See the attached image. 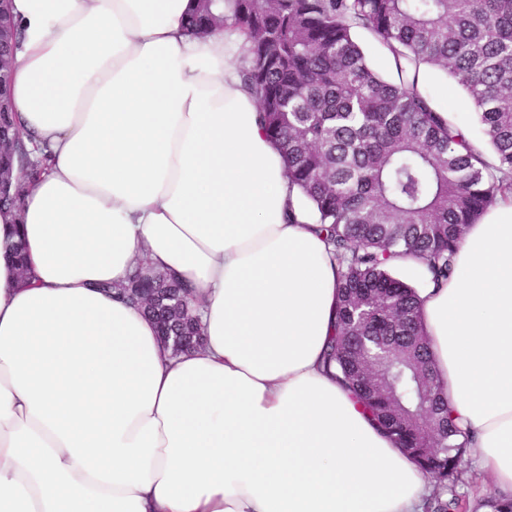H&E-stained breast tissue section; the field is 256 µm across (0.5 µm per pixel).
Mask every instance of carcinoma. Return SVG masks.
Masks as SVG:
<instances>
[{"label": "carcinoma", "mask_w": 512, "mask_h": 512, "mask_svg": "<svg viewBox=\"0 0 512 512\" xmlns=\"http://www.w3.org/2000/svg\"><path fill=\"white\" fill-rule=\"evenodd\" d=\"M230 23L249 43L242 76L258 97L261 128L338 266L326 364L435 480L425 512H453L470 440L441 396L418 293L393 266L418 261L448 281L468 226L512 195V0H198L188 26L202 36ZM361 32L387 49L394 79L372 67ZM428 66L471 98L495 171L418 89L416 74ZM18 134L12 113L0 112V137L16 139L20 158ZM118 289L174 350L195 345L177 279L158 273L146 282L136 270Z\"/></svg>", "instance_id": "cac0c4a2"}]
</instances>
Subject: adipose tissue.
<instances>
[{
	"instance_id": "adipose-tissue-1",
	"label": "adipose tissue",
	"mask_w": 512,
	"mask_h": 512,
	"mask_svg": "<svg viewBox=\"0 0 512 512\" xmlns=\"http://www.w3.org/2000/svg\"><path fill=\"white\" fill-rule=\"evenodd\" d=\"M195 0H12L11 98L41 172L0 213V512H423L427 479L323 353L338 268L243 85L244 34ZM26 246L21 282L6 253ZM194 291L173 354L102 292ZM421 313L455 423L512 493V197Z\"/></svg>"
}]
</instances>
